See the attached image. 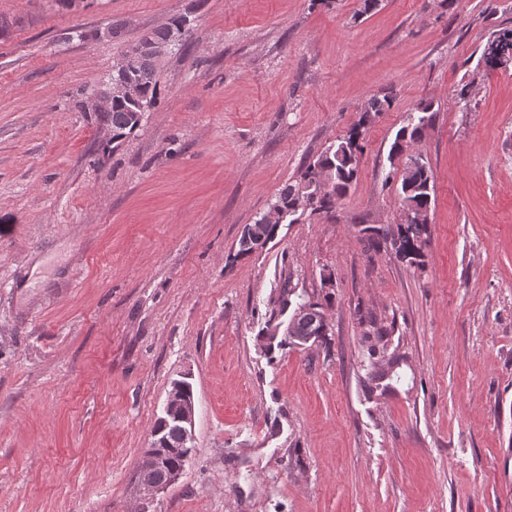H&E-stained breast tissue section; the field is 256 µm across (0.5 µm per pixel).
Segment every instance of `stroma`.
<instances>
[{"instance_id": "obj_1", "label": "stroma", "mask_w": 512, "mask_h": 512, "mask_svg": "<svg viewBox=\"0 0 512 512\" xmlns=\"http://www.w3.org/2000/svg\"><path fill=\"white\" fill-rule=\"evenodd\" d=\"M176 17L189 49L102 154L82 101ZM511 27L512 0H0V512H512V67L480 61ZM383 96L348 195L237 257ZM424 100L417 267L362 230L400 219L389 150ZM286 286L331 295L330 348L266 352ZM366 315L405 361L371 395ZM177 379L194 450L148 497Z\"/></svg>"}]
</instances>
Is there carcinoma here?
<instances>
[{
    "label": "carcinoma",
    "mask_w": 512,
    "mask_h": 512,
    "mask_svg": "<svg viewBox=\"0 0 512 512\" xmlns=\"http://www.w3.org/2000/svg\"><path fill=\"white\" fill-rule=\"evenodd\" d=\"M143 103L150 107L157 104V69L155 65L143 62L137 65L133 71ZM390 107V100L386 97H374L364 106L361 116L349 132L330 145L314 162L308 164L300 174V179L285 185L270 207L279 210L300 208V212L310 213L332 211L336 202L341 200L349 191L356 179L360 159L363 155L362 135L379 114ZM433 112V103L421 102L416 109V118L407 125L401 127L391 145L389 157L399 155L403 146L422 138L423 130L419 127L421 121ZM138 109L136 104L127 101H114L112 108L97 115L101 125L112 129V148H117L129 135L136 131L142 123V119L136 118ZM324 174L328 178V184L322 190L321 195L311 207H301L305 199L313 196L309 188L315 181V177ZM400 207L417 212L434 202V183L430 167L423 163H404L399 187ZM259 233L252 238L240 237L236 256L245 257L264 245L274 237L277 225L264 222V215L255 219ZM362 232L368 234V240L374 244H390L397 258L408 262L409 265H420L423 257V249L428 244L429 224L425 222H413L410 224H390L387 226H367ZM332 296H324V301H309L311 311L303 315L293 323L290 331L279 341L281 346H298L305 342L309 346L328 345L330 338L324 330L320 319L321 309L331 304ZM403 364V360L395 357L387 365V368L375 370L368 374V382L371 391L376 390L380 383L393 379L397 375V369ZM193 447L182 443V437L177 429L166 425L161 421L156 422L152 430V440L145 455L156 459L157 468L152 478L160 480L170 472L181 469L191 459Z\"/></svg>",
    "instance_id": "obj_1"
}]
</instances>
